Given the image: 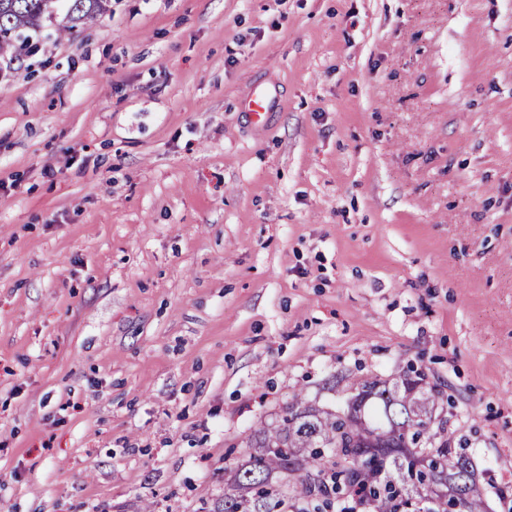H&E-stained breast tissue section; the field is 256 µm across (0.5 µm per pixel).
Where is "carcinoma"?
<instances>
[{
	"label": "carcinoma",
	"instance_id": "1",
	"mask_svg": "<svg viewBox=\"0 0 512 512\" xmlns=\"http://www.w3.org/2000/svg\"><path fill=\"white\" fill-rule=\"evenodd\" d=\"M108 0H66L58 35L104 13ZM57 15V0H0V56L32 50L31 35ZM423 374L408 371L401 384L377 378L361 383L347 410L331 412L291 397L283 425L259 432L248 466L230 471L214 512H327L355 493L371 512H399L408 501L420 512H486L484 490L469 458L438 437L429 414L435 395Z\"/></svg>",
	"mask_w": 512,
	"mask_h": 512
}]
</instances>
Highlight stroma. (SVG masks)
Listing matches in <instances>:
<instances>
[{"label": "stroma", "mask_w": 512, "mask_h": 512, "mask_svg": "<svg viewBox=\"0 0 512 512\" xmlns=\"http://www.w3.org/2000/svg\"><path fill=\"white\" fill-rule=\"evenodd\" d=\"M53 31L0 57V512H212L293 394L410 364L512 512V0ZM271 97L272 91L269 84L256 85L249 96L241 102L240 109L249 115L255 125L261 126L270 109Z\"/></svg>", "instance_id": "obj_1"}]
</instances>
